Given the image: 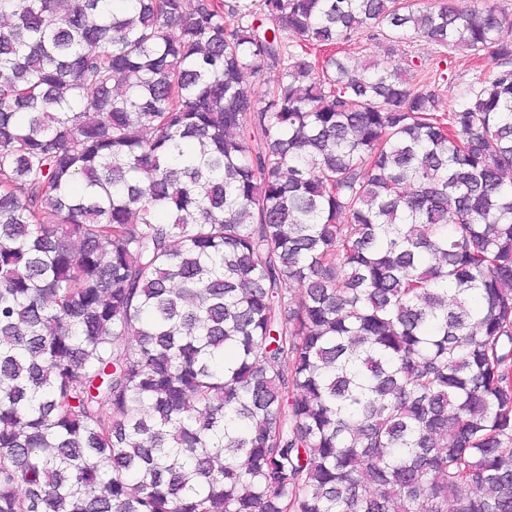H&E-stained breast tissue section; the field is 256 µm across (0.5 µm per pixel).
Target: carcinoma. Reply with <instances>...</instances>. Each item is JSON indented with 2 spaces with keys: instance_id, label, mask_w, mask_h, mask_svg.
<instances>
[{
  "instance_id": "cac0c4a2",
  "label": "carcinoma",
  "mask_w": 512,
  "mask_h": 512,
  "mask_svg": "<svg viewBox=\"0 0 512 512\" xmlns=\"http://www.w3.org/2000/svg\"><path fill=\"white\" fill-rule=\"evenodd\" d=\"M112 2L0 0V512H512V13ZM342 51L339 55L350 54L367 64H382L384 60L385 44L372 41L363 35H356L352 39L342 42L332 51ZM395 48L398 54L396 58H408L419 66L415 77H412V72L408 75L415 87L423 84L424 80H420L425 78V74L437 69L452 76L451 81L439 80L437 92L443 98L445 106L455 105L463 91L473 82L476 73L479 74L480 71L485 76L489 75L496 69L498 63L490 53H485L480 60L473 63L469 57L461 53L448 52L420 37L399 43Z\"/></svg>"
}]
</instances>
